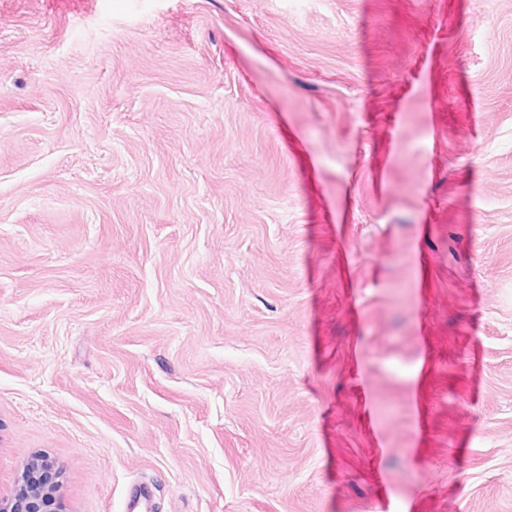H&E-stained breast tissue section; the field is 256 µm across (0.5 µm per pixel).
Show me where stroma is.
Returning a JSON list of instances; mask_svg holds the SVG:
<instances>
[{"label": "stroma", "mask_w": 512, "mask_h": 512, "mask_svg": "<svg viewBox=\"0 0 512 512\" xmlns=\"http://www.w3.org/2000/svg\"><path fill=\"white\" fill-rule=\"evenodd\" d=\"M512 512V0H0V500ZM21 484L8 507L1 512H64L58 486L47 483L44 475L54 470V464L46 458H32L26 463Z\"/></svg>", "instance_id": "obj_1"}]
</instances>
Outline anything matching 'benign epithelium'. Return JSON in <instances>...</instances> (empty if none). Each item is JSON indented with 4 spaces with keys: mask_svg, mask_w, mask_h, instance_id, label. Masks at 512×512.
Listing matches in <instances>:
<instances>
[{
    "mask_svg": "<svg viewBox=\"0 0 512 512\" xmlns=\"http://www.w3.org/2000/svg\"><path fill=\"white\" fill-rule=\"evenodd\" d=\"M53 470L54 464L46 458L30 459L16 495L8 506H0V512H64L58 486L44 479Z\"/></svg>",
    "mask_w": 512,
    "mask_h": 512,
    "instance_id": "1",
    "label": "benign epithelium"
}]
</instances>
